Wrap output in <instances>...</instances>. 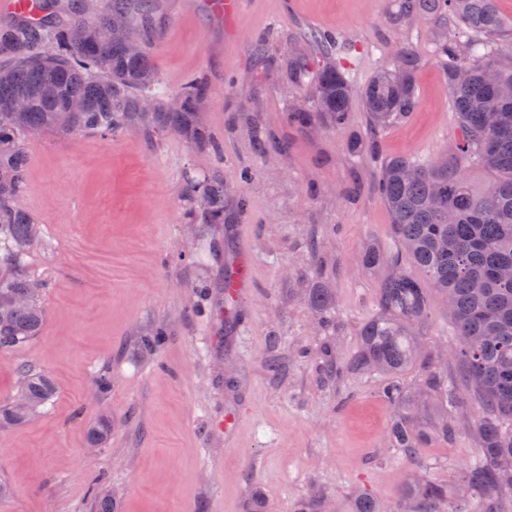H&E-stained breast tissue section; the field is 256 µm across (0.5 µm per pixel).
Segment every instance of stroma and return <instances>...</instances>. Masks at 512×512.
Listing matches in <instances>:
<instances>
[{
    "instance_id": "stroma-1",
    "label": "stroma",
    "mask_w": 512,
    "mask_h": 512,
    "mask_svg": "<svg viewBox=\"0 0 512 512\" xmlns=\"http://www.w3.org/2000/svg\"><path fill=\"white\" fill-rule=\"evenodd\" d=\"M397 3L248 0L227 20L210 0H159V91L205 82L204 115L220 152L175 134L26 135L22 201L41 230L26 263L46 283L45 320L29 344L0 353V402L16 396L24 364L51 375L57 392L26 424L0 430V484L11 489L0 512H96L105 495L112 512H250L255 503L297 512L312 497L325 512H353L361 494L379 512H401L411 468L382 445L393 415L379 396L383 380L343 369L378 314V280L359 254L395 245L373 189L384 161L440 160L458 119L432 58L438 26L423 16L394 22ZM313 29L339 37V58L362 83L400 44L423 60L418 110L387 126L360 163L349 151L369 129L362 103L340 126L299 128L285 115L302 90L254 63L258 39L281 57ZM245 168L254 176L244 186ZM214 174L248 199L229 233L194 223L183 199L187 178ZM355 182L360 190L349 194ZM241 256L251 287L228 316L224 270ZM313 288L329 290L333 328L309 306ZM152 330L164 340L147 353L137 339ZM274 350L286 359L277 378L266 368ZM329 360L341 372L326 381ZM444 367L458 396L456 434L422 449L418 465L453 492L479 439L463 369L452 359ZM102 373L111 382L103 394ZM228 413L238 416L230 439L214 428ZM103 416L112 433L90 446L87 431Z\"/></svg>"
}]
</instances>
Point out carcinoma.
<instances>
[{
    "label": "carcinoma",
    "mask_w": 512,
    "mask_h": 512,
    "mask_svg": "<svg viewBox=\"0 0 512 512\" xmlns=\"http://www.w3.org/2000/svg\"><path fill=\"white\" fill-rule=\"evenodd\" d=\"M434 18L443 27L433 56L443 67L458 116L451 156L425 163L405 156L387 159L376 189L384 201L398 247L367 246L360 262L379 277L380 315L359 332V350L348 368L389 375L380 396L393 408L387 447L413 461L431 441L455 433L448 416L455 389L437 367L434 351L421 334L430 304L415 272L423 273L448 301L459 344L453 359L465 371L476 405L479 459L459 471L463 493L412 473L402 481V512H501L512 496V22L495 0H433ZM36 17L0 25V99L26 98L23 112L0 108V352L39 335L44 313L43 283L31 278L26 257L37 241L35 218L21 201L28 164L24 137L49 130L118 135L135 128L148 138L179 135L196 147L218 144L202 121L206 86L187 80L173 95H155L158 73L151 49L158 37L155 0H112L103 12L99 0H37ZM126 26L112 28V15ZM475 40L462 45L459 34ZM143 50L129 53L128 40ZM307 50L284 56L277 66L303 89L306 109L291 107L286 120L301 126L318 117L340 125L361 98L370 129L415 111V75L421 58L411 46L398 47L390 61L359 88L336 60V36L308 33ZM480 163L491 174L484 187L468 170ZM191 213L204 224H233L246 211L244 193L231 194L214 175L189 182ZM312 308L329 325L331 296L326 288L309 295ZM418 368L419 381L404 375ZM56 394L53 378L26 366L17 396L0 404V430L25 424ZM112 420L99 419L87 432L95 447L107 440Z\"/></svg>",
    "instance_id": "cac0c4a2"
}]
</instances>
